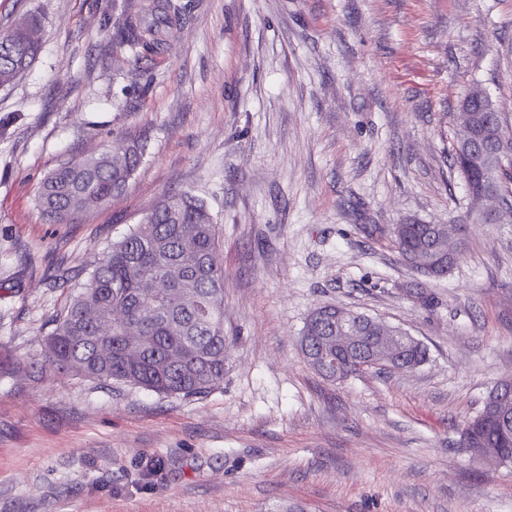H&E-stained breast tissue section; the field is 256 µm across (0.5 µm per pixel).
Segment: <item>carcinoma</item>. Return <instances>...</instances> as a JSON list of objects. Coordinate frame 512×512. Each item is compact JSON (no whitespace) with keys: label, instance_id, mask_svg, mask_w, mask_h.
Returning <instances> with one entry per match:
<instances>
[{"label":"carcinoma","instance_id":"carcinoma-1","mask_svg":"<svg viewBox=\"0 0 512 512\" xmlns=\"http://www.w3.org/2000/svg\"><path fill=\"white\" fill-rule=\"evenodd\" d=\"M184 6L152 0L142 15L129 17L120 44L149 60L164 50L163 29L179 21ZM34 15L0 31L14 46L0 48V87L10 84L36 59L39 43L28 39ZM473 128L472 146L457 142L455 163L469 192V214L484 216L490 195L512 204V134L482 91L461 104ZM144 147L123 143L119 151L61 163L42 181L38 203L47 221L59 223L97 207L122 192L136 171ZM460 224H397L394 237L402 257L428 258L432 264L457 249ZM54 319L43 342L42 366L85 379L117 381L166 396L202 397L224 383L228 343L224 336V263L218 225L206 206L189 193H168L122 240L95 264L86 283ZM336 335V312L323 306L306 319L301 349L327 367V378L346 379L369 368L385 367L381 343L361 352L336 350L326 337ZM427 349L408 342L395 353L392 367L412 370L425 362ZM342 373H336V367ZM466 448L491 451L512 463V401L503 406L498 389L489 392L480 413L462 428Z\"/></svg>","mask_w":512,"mask_h":512}]
</instances>
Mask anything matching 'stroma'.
I'll return each mask as SVG.
<instances>
[{
  "label": "stroma",
  "instance_id": "obj_1",
  "mask_svg": "<svg viewBox=\"0 0 512 512\" xmlns=\"http://www.w3.org/2000/svg\"><path fill=\"white\" fill-rule=\"evenodd\" d=\"M151 0H0L41 17L0 87V512H512V465L460 432L512 379V222L466 217L453 164L472 88L512 121V0H183L136 66ZM145 143L126 189L50 224L62 162ZM220 227L224 383L200 398L32 372L69 291L164 194ZM462 223L450 274L401 259L393 227ZM321 306L428 348L410 371L332 381L300 347ZM184 6L175 0H153L143 15L130 16L121 27L120 44L135 50L136 60L153 59L164 50L163 29L179 21Z\"/></svg>",
  "mask_w": 512,
  "mask_h": 512
}]
</instances>
